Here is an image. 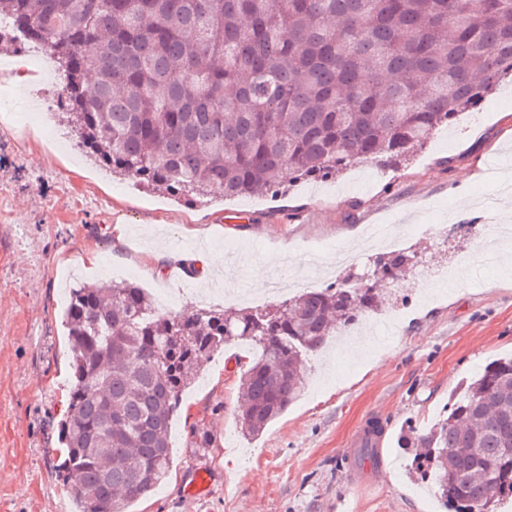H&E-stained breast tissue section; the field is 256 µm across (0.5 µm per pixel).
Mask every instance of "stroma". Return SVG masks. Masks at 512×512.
Wrapping results in <instances>:
<instances>
[{"label":"stroma","instance_id":"1","mask_svg":"<svg viewBox=\"0 0 512 512\" xmlns=\"http://www.w3.org/2000/svg\"><path fill=\"white\" fill-rule=\"evenodd\" d=\"M24 53L39 76L14 95V112H0V512H77L53 471L71 381V288L117 271L152 294L180 289L169 314L220 309L223 301L201 296L211 277L155 270L156 245L186 259L199 241L250 253L228 283L247 291L271 272L270 257L310 266L357 245L373 224L390 227L393 249L416 252L412 274L380 311L360 316L357 335L306 356L304 396L254 439L237 425L243 346L225 345L171 421L170 480L132 512H440L402 442L425 437L463 382L512 355V241L497 233L512 225V197L485 178L495 157L512 178V80L399 165L358 163L333 178L290 181L283 194L190 201L87 162L61 115L36 116L51 144L17 136V113L54 99L61 81L34 43L1 51L0 66ZM466 173L474 183L465 201ZM374 417L390 425L379 467L351 442ZM193 465L212 474L200 498L182 493Z\"/></svg>","mask_w":512,"mask_h":512}]
</instances>
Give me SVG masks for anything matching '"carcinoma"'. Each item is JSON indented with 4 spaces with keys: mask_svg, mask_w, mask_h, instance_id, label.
Returning <instances> with one entry per match:
<instances>
[{
    "mask_svg": "<svg viewBox=\"0 0 512 512\" xmlns=\"http://www.w3.org/2000/svg\"><path fill=\"white\" fill-rule=\"evenodd\" d=\"M18 41L58 62L60 110L95 163L174 197H239L423 148L512 77V0H0V42ZM373 266L248 313L162 315L128 281L70 289L56 477L79 512H126L166 482L173 413L235 339L255 347L239 428L261 434L304 392L302 357L378 310L413 257ZM423 447L448 512L512 499V358L465 385Z\"/></svg>",
    "mask_w": 512,
    "mask_h": 512,
    "instance_id": "cac0c4a2",
    "label": "carcinoma"
}]
</instances>
